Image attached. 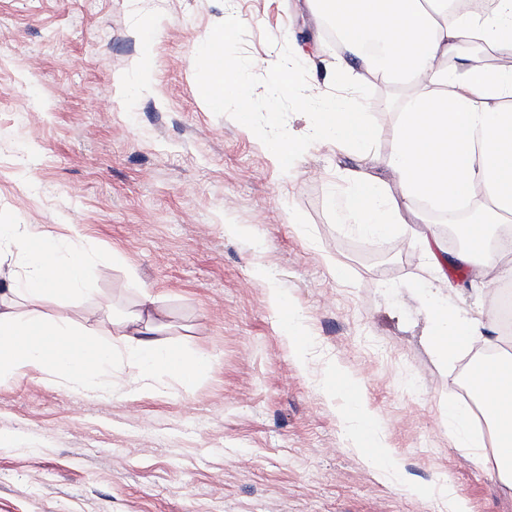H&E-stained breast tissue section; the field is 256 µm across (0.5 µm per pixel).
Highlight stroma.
<instances>
[{"mask_svg": "<svg viewBox=\"0 0 512 512\" xmlns=\"http://www.w3.org/2000/svg\"><path fill=\"white\" fill-rule=\"evenodd\" d=\"M130 2L0 0V216L78 225L102 256L92 292L47 298L42 312L106 340L148 292L165 342L210 368L188 389L160 375L156 396L78 393L35 371L0 380V512H446L452 493L471 512H512V493L448 424L449 404L473 408L459 381L474 354L430 345L433 303L499 337L495 294L449 258L434 206L411 208L435 249L336 220L349 171L395 182L396 84L353 74L381 130L367 156L316 143L285 173L209 109L194 58L231 8L257 75L293 36L315 53L309 93L324 95L340 53L321 22L301 0H147L162 25L143 91ZM273 288L285 312L269 308ZM288 312L303 319V367L281 330ZM356 403L393 466L362 454L374 442L355 441Z\"/></svg>", "mask_w": 512, "mask_h": 512, "instance_id": "1", "label": "stroma"}]
</instances>
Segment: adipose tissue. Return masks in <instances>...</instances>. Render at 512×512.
Returning a JSON list of instances; mask_svg holds the SVG:
<instances>
[{"instance_id": "ef3b65f1", "label": "adipose tissue", "mask_w": 512, "mask_h": 512, "mask_svg": "<svg viewBox=\"0 0 512 512\" xmlns=\"http://www.w3.org/2000/svg\"><path fill=\"white\" fill-rule=\"evenodd\" d=\"M304 5L316 17H333L347 52L338 71L359 65L385 79L425 78L397 113L388 163L398 192L365 171H353L348 188L333 196L338 223L383 236L410 224L411 201L433 200L452 213L459 200L469 199L470 245L454 260L486 277L489 227L512 216V70L471 67L460 73L446 62L467 40L512 56V0H497L485 15L449 14L447 0H304ZM2 255L14 258L15 269L0 285V297H19L27 309H0V379L34 369L50 383L95 391L111 387L117 363L132 392L151 396L159 373L188 388L209 370V360L164 343L153 316L136 313L122 321L115 338L99 342L94 327L79 328L42 312L47 296L87 290L96 253L76 234H40L34 225L1 220ZM429 311L436 322L431 344L439 356L491 348L480 320L438 304ZM469 381L472 399L490 425L492 451L485 462L512 492V361L478 363Z\"/></svg>"}]
</instances>
